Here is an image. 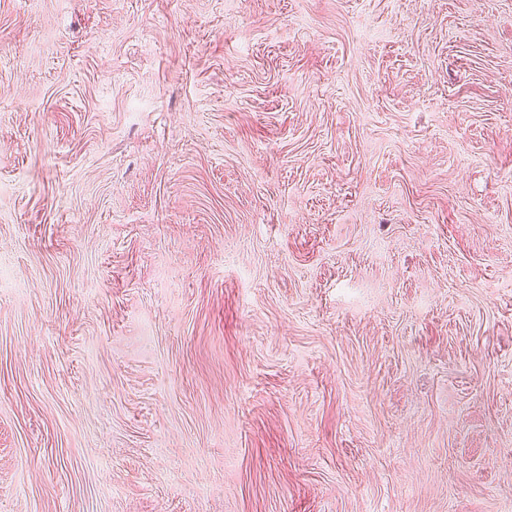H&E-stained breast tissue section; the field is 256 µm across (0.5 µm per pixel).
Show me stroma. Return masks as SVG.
Returning a JSON list of instances; mask_svg holds the SVG:
<instances>
[{"instance_id":"stroma-1","label":"stroma","mask_w":512,"mask_h":512,"mask_svg":"<svg viewBox=\"0 0 512 512\" xmlns=\"http://www.w3.org/2000/svg\"><path fill=\"white\" fill-rule=\"evenodd\" d=\"M0 512H512V0H0Z\"/></svg>"}]
</instances>
